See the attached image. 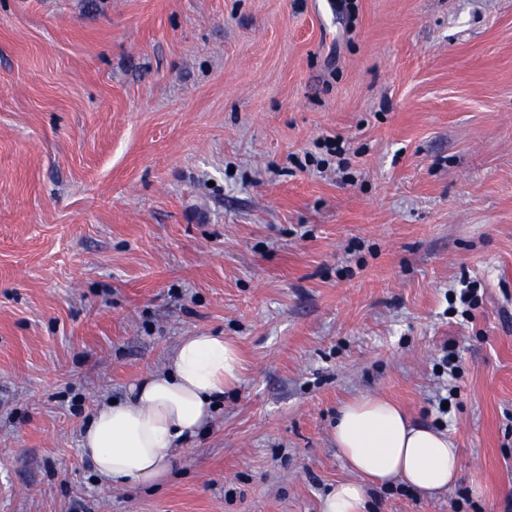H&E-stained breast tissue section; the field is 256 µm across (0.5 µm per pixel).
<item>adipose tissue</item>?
Listing matches in <instances>:
<instances>
[{
    "mask_svg": "<svg viewBox=\"0 0 512 512\" xmlns=\"http://www.w3.org/2000/svg\"><path fill=\"white\" fill-rule=\"evenodd\" d=\"M243 371L232 340L208 333L185 337L164 371L147 375L127 398L93 412L82 434L83 457L105 481L158 484L175 467L178 444L206 429ZM334 439L359 478L337 483L325 496L322 512H367L371 485L441 493L460 474L459 450L448 435L413 424L398 406L379 397L342 408Z\"/></svg>",
    "mask_w": 512,
    "mask_h": 512,
    "instance_id": "1",
    "label": "adipose tissue"
}]
</instances>
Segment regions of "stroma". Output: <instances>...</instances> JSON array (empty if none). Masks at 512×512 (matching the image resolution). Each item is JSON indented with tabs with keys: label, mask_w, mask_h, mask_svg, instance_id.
I'll use <instances>...</instances> for the list:
<instances>
[{
	"label": "stroma",
	"mask_w": 512,
	"mask_h": 512,
	"mask_svg": "<svg viewBox=\"0 0 512 512\" xmlns=\"http://www.w3.org/2000/svg\"><path fill=\"white\" fill-rule=\"evenodd\" d=\"M317 3L0 0V512H322L342 406L451 386L458 480L368 512H512V0ZM200 332L209 428L97 478L96 405Z\"/></svg>",
	"instance_id": "stroma-1"
}]
</instances>
